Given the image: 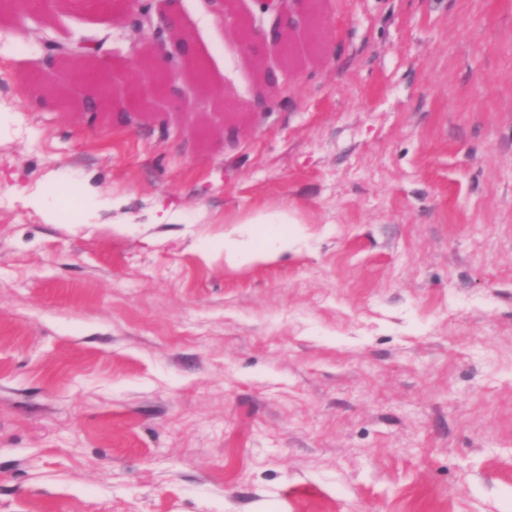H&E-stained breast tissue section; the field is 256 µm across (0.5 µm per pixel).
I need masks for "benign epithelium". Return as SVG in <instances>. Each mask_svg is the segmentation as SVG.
<instances>
[{
  "label": "benign epithelium",
  "instance_id": "1",
  "mask_svg": "<svg viewBox=\"0 0 512 512\" xmlns=\"http://www.w3.org/2000/svg\"><path fill=\"white\" fill-rule=\"evenodd\" d=\"M127 8L139 17L138 33L145 45L137 61L135 74L152 81L156 91L169 97L196 94L205 82L208 71L206 62L193 52L190 33L175 23L162 25L170 9L154 17L143 0H122ZM259 12L250 15L238 26L240 39L249 43L257 33H270L269 42L282 48L291 46L292 32L300 25L315 32L324 25V18L315 11L316 0H255ZM14 10L23 13L32 8L46 12L56 10L63 0H12ZM53 58L62 62L77 63L78 78L90 87L99 89L100 62L90 55V47L83 41L66 44Z\"/></svg>",
  "mask_w": 512,
  "mask_h": 512
}]
</instances>
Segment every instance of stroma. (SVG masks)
Instances as JSON below:
<instances>
[{
	"label": "stroma",
	"instance_id": "1",
	"mask_svg": "<svg viewBox=\"0 0 512 512\" xmlns=\"http://www.w3.org/2000/svg\"><path fill=\"white\" fill-rule=\"evenodd\" d=\"M320 8L256 110L271 49L180 0L208 87L128 124L134 14L0 6V512H512V0ZM44 35L113 114L37 103L87 95ZM52 55L53 59L80 64L77 73L78 78L90 87L99 89V67L100 62L90 55V47L83 41L78 43L65 44L62 51ZM94 112H112L106 104V97L98 90L97 96L92 99ZM292 238L288 234L279 236L265 250H257L244 240L224 238V261L233 264H247L258 260L271 259L288 252Z\"/></svg>",
	"mask_w": 512,
	"mask_h": 512
}]
</instances>
